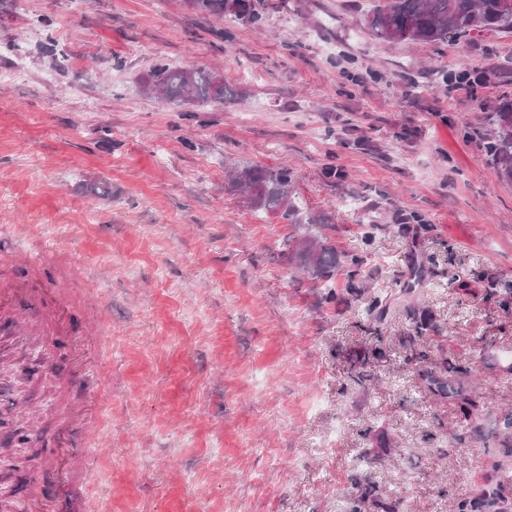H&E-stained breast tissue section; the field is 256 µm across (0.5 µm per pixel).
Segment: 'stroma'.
<instances>
[{"label": "stroma", "instance_id": "obj_1", "mask_svg": "<svg viewBox=\"0 0 512 512\" xmlns=\"http://www.w3.org/2000/svg\"><path fill=\"white\" fill-rule=\"evenodd\" d=\"M375 3L258 0L257 28L185 0H0V274L49 263L75 331L105 335L53 512H349L357 468L407 512L491 472L512 500V183L487 151L512 34L386 44ZM160 62L218 71L231 101L143 95ZM231 163L288 166L331 282L289 264L293 227L227 190ZM448 364L471 420L418 376ZM68 370L27 388L39 438ZM385 436L396 454L356 464ZM47 454L14 472L17 512Z\"/></svg>", "mask_w": 512, "mask_h": 512}]
</instances>
